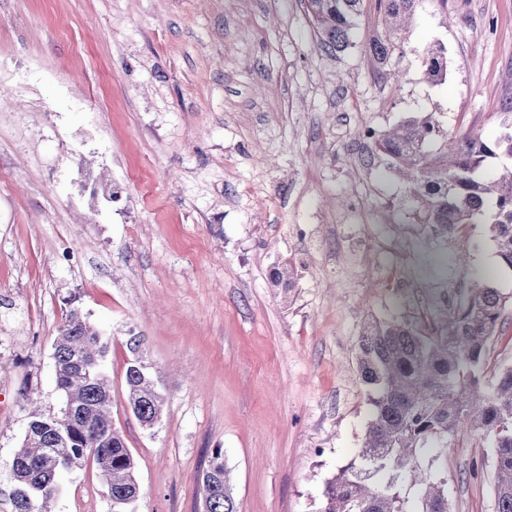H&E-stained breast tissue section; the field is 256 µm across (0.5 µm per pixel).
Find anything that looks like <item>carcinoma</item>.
Here are the masks:
<instances>
[{
	"label": "carcinoma",
	"instance_id": "obj_1",
	"mask_svg": "<svg viewBox=\"0 0 512 512\" xmlns=\"http://www.w3.org/2000/svg\"><path fill=\"white\" fill-rule=\"evenodd\" d=\"M365 0H304L325 50L350 45L353 19ZM384 31L367 45L383 68L396 50L394 36L414 18L419 0H375ZM448 56L435 44L425 52L424 77L445 80ZM448 138L431 116L412 117L374 135L375 152L406 177L417 198L429 234L453 237L470 224H487L501 263L512 268V173L487 181L484 168L494 159L512 160V130L487 142L467 135L439 150ZM272 282L286 291L294 283V265L274 269ZM467 300L448 317L446 326L429 330L420 324L378 322L362 328L356 365L371 392L373 415L357 457L329 479L316 512H450L448 473L425 465L422 452L447 455L448 439L474 430L490 442L496 512H512V366L489 387L482 368L497 336L501 296L485 281L468 285ZM109 338L82 312L69 310L54 342L58 413L36 408L16 449L10 472L14 490L11 512H49L60 480L57 464L72 471L96 466L111 500L126 512L140 497L135 460L124 437L112 427V386L108 376L90 371L106 361ZM127 402L140 425L160 419L166 397L159 378L136 357L125 372ZM203 512H238L224 455L215 449L202 474Z\"/></svg>",
	"mask_w": 512,
	"mask_h": 512
}]
</instances>
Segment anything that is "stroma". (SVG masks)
<instances>
[{
	"label": "stroma",
	"mask_w": 512,
	"mask_h": 512,
	"mask_svg": "<svg viewBox=\"0 0 512 512\" xmlns=\"http://www.w3.org/2000/svg\"><path fill=\"white\" fill-rule=\"evenodd\" d=\"M373 0L353 43L328 53L304 0H0V512L38 397L57 411L53 342L80 309L108 336L112 422L136 462V512H201V476L224 452L239 512H315L324 484L363 445L372 414L355 349L367 319H416L377 279L374 235L409 250L412 283L445 292L489 274L504 303L483 368L512 364V269L487 225L406 247L415 203L398 172L350 150L432 116L452 135L505 129L512 0H421L385 81L366 51ZM443 43L448 75L424 78ZM365 182L362 221L350 223ZM468 250V269L454 256ZM293 261L291 293L271 274ZM160 371L153 428L130 412L134 356ZM487 440L448 441L452 512H495ZM53 512H112L95 465Z\"/></svg>",
	"instance_id": "35a3bbf8"
}]
</instances>
